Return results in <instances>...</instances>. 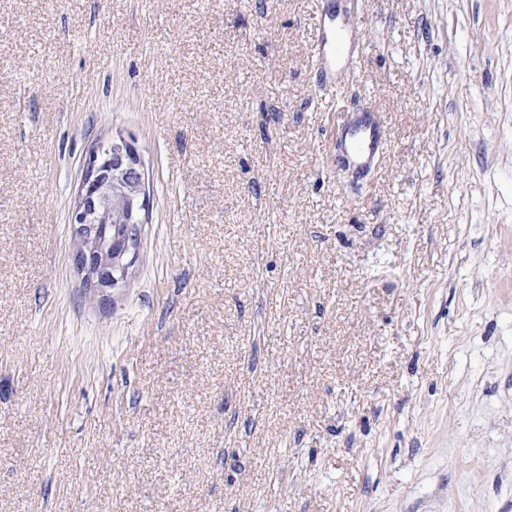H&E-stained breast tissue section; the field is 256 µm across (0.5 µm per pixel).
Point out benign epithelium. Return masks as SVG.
I'll return each mask as SVG.
<instances>
[{
    "instance_id": "benign-epithelium-1",
    "label": "benign epithelium",
    "mask_w": 512,
    "mask_h": 512,
    "mask_svg": "<svg viewBox=\"0 0 512 512\" xmlns=\"http://www.w3.org/2000/svg\"><path fill=\"white\" fill-rule=\"evenodd\" d=\"M149 197L139 152L122 136L96 144L83 170L68 224L84 294L106 305L131 277Z\"/></svg>"
}]
</instances>
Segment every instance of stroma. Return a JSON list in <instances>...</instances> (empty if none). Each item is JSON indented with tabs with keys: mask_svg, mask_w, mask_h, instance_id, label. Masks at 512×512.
<instances>
[{
	"mask_svg": "<svg viewBox=\"0 0 512 512\" xmlns=\"http://www.w3.org/2000/svg\"><path fill=\"white\" fill-rule=\"evenodd\" d=\"M128 135L102 306L68 215ZM0 512H512V0H0ZM326 77L332 81L336 79V57L341 53L336 39V27L331 22L320 17L318 39L315 48ZM347 154L356 169L367 167L378 154L382 139L380 126L370 115L351 120L348 126ZM148 220L145 173L134 140L120 136L95 144L68 220L73 264L87 297L106 305L127 285Z\"/></svg>",
	"mask_w": 512,
	"mask_h": 512,
	"instance_id": "35a3bbf8",
	"label": "stroma"
}]
</instances>
